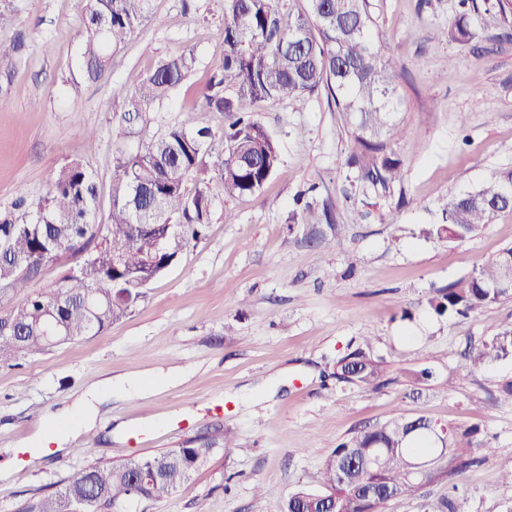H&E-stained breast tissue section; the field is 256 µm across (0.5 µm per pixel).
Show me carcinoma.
Segmentation results:
<instances>
[{
  "instance_id": "carcinoma-1",
  "label": "carcinoma",
  "mask_w": 512,
  "mask_h": 512,
  "mask_svg": "<svg viewBox=\"0 0 512 512\" xmlns=\"http://www.w3.org/2000/svg\"><path fill=\"white\" fill-rule=\"evenodd\" d=\"M151 0H86L80 67L97 76L110 50L125 43L143 25ZM279 0H224V51L221 65L200 90L201 106L191 120L171 126L134 151L117 148L113 159L107 224L96 223L99 195L93 171L72 161L55 173L46 197L31 221L0 219V307L8 323L0 326V364L20 356L41 355L56 345L105 331L124 318L143 296L140 285L161 276L191 239L207 230L209 194L186 192L199 158L212 136L205 117L211 111L231 119L224 131V158L217 177L226 197L254 195L277 169V144L254 112L268 99H287L297 106L323 90L343 117L350 142L349 165L362 182L387 191L401 181L397 150L399 75L385 60L373 37L368 0H308L297 14L279 10ZM459 42L474 34L465 17L441 32ZM195 66L193 54L165 61L149 72L131 99L139 118L160 107ZM512 170L493 175L479 188L450 194L441 209L442 223L427 235L463 241L499 214L512 212L504 188ZM135 224H151L134 231ZM166 224L179 230L164 241ZM121 252L122 270L112 269V254ZM65 253L81 256L64 277V287L48 293L27 289L40 269ZM428 299L436 314L467 315L512 297V288H497L503 277L501 256ZM512 359V326L472 349L460 370L491 366ZM380 364L371 356V340L336 361V379L371 387ZM426 419L397 418L378 427L355 430L340 442L324 467L326 492L299 490L285 512H382L384 505L412 496L421 481L410 477L413 457L436 460L426 474L441 471L449 455L464 469L475 462L477 429L447 430L438 448L425 429ZM206 438L195 448H173L152 459L128 458L117 464L91 465L54 495L39 499L30 512H101L110 506L124 512L131 498L156 501L187 482L215 452ZM380 452L377 471L351 467Z\"/></svg>"
}]
</instances>
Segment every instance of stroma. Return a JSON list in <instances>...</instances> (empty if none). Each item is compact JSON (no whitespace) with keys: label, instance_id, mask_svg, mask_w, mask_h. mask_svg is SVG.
Listing matches in <instances>:
<instances>
[{"label":"stroma","instance_id":"1","mask_svg":"<svg viewBox=\"0 0 512 512\" xmlns=\"http://www.w3.org/2000/svg\"><path fill=\"white\" fill-rule=\"evenodd\" d=\"M397 92L404 179L389 191L360 184L347 164L339 112L324 91L304 107L260 104L256 118L280 164L260 193L225 198L215 164L224 155L223 113L199 169L209 186L208 229L104 333L0 366V448L51 447L56 413L108 377L175 369L151 394L113 396L68 454L18 462L0 480V512L35 499L98 462L150 458L191 440H216L211 460L145 512H284L297 490L323 488L326 460L352 430L419 416L478 428L493 447L466 469L445 462L415 498L383 512H426L449 496L456 512H506L512 484V402L499 399L512 360L465 375L467 352L512 326V297L467 317H439L427 300L512 244V213L460 242L425 236L449 193L512 169V39L497 0H368ZM14 16L0 29V216L31 219L55 172L84 161L108 196L117 147L185 123L221 63L224 0H151L150 17L106 68L87 78L78 63L85 0H0ZM467 12L468 43L438 33ZM193 53L194 69L131 134L118 120L147 71ZM95 130L87 148L85 130ZM200 178V179H201ZM25 208H15L17 196ZM334 238L330 249L320 242ZM381 366L377 387L337 381L338 358L362 337ZM432 381L417 379L423 368ZM269 492L261 496L257 485Z\"/></svg>","mask_w":512,"mask_h":512}]
</instances>
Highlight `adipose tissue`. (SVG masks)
Returning a JSON list of instances; mask_svg holds the SVG:
<instances>
[{"label": "adipose tissue", "instance_id": "ef3b65f1", "mask_svg": "<svg viewBox=\"0 0 512 512\" xmlns=\"http://www.w3.org/2000/svg\"><path fill=\"white\" fill-rule=\"evenodd\" d=\"M141 381L132 375L116 379L108 378L88 388L72 407L63 411L64 426L59 429L54 439L58 452H68L70 445L80 433L93 426L100 414V407L109 401L113 393L130 394L142 392Z\"/></svg>", "mask_w": 512, "mask_h": 512}]
</instances>
